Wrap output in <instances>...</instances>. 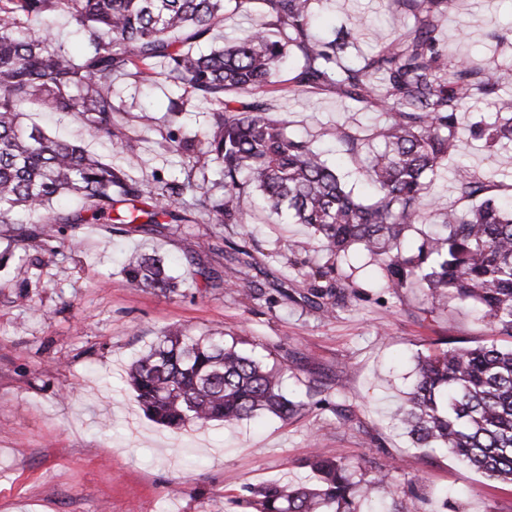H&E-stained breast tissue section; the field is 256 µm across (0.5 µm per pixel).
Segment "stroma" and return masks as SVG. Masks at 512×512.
<instances>
[{
	"mask_svg": "<svg viewBox=\"0 0 512 512\" xmlns=\"http://www.w3.org/2000/svg\"><path fill=\"white\" fill-rule=\"evenodd\" d=\"M319 31L359 30L353 57L376 51L375 31L392 30L387 0H318ZM442 44L457 58L485 64L512 95V0H453L441 20ZM120 111L112 137L90 143L111 159L134 144V173L183 179L188 158L164 151L167 133L190 135L208 121L207 107L189 100L166 112L179 89L169 81L112 82ZM276 113L343 173L356 194L370 197L364 159L347 161L332 129L369 126L380 112L328 93L275 95ZM147 111L152 123L130 126L126 112ZM27 123L82 142L81 116L26 107ZM465 159L480 174L512 180V143L487 147L468 138ZM197 265L168 225L67 224L59 238L17 241L0 224V512H242L232 499L270 481L309 479L303 465L331 448L360 464L364 479L382 477L415 512H512V487L497 485L446 450L420 448L389 411L415 377L418 357L446 340L465 346L492 336L470 308L432 310L422 296L387 288L363 254L339 262L354 294L334 315L306 298L299 264H325L320 249L295 252L309 237L262 210L238 224H196ZM139 251L164 258L177 278L174 292L131 286L121 271ZM31 267L17 278V264ZM223 280L207 287L197 269ZM218 331L242 341L284 369L286 391L303 398L292 418L266 417L207 431L168 429L150 420L124 376L168 328Z\"/></svg>",
	"mask_w": 512,
	"mask_h": 512,
	"instance_id": "35a3bbf8",
	"label": "stroma"
}]
</instances>
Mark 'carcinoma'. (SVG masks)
<instances>
[{
	"instance_id": "1",
	"label": "carcinoma",
	"mask_w": 512,
	"mask_h": 512,
	"mask_svg": "<svg viewBox=\"0 0 512 512\" xmlns=\"http://www.w3.org/2000/svg\"><path fill=\"white\" fill-rule=\"evenodd\" d=\"M252 0H0V224L17 237L49 240L63 224H198L204 216L238 224L260 201L266 211L312 230L331 256L356 246L367 252L390 288L427 292L432 302L455 300L487 320L494 339L476 346L438 349L419 358L405 407L399 410L416 444L445 448L462 465L512 486V183L472 172L460 162V115L474 98L494 97L498 112L471 129L489 144L512 142V97L500 95L499 77L472 60L448 64L438 38V17L452 0H389L413 24L360 61L349 59V31L316 36L310 19L315 0H258L265 22L249 39L224 44L213 38L229 6ZM62 14L73 19L87 51L67 54L50 29L30 22ZM294 53L298 64L279 79V64ZM183 96L168 112L183 111L184 96L210 105L202 136L169 135L165 150L217 166V179L199 190L192 175L181 181L157 176L145 182L132 163L107 162L84 146L24 123L22 108L42 101L55 112L77 113L90 141L112 139V97L117 75L150 82L157 67ZM252 92L247 99L234 96ZM329 91L376 109L384 119L369 133L338 125L336 141L352 157L373 142L365 166L373 188L366 201L311 144L288 133L269 96ZM452 168L454 192L467 210L436 211V223L404 247L408 232L424 223L428 177ZM155 197L151 209L141 207ZM79 201L67 213L54 202ZM35 220L37 233L17 219ZM334 265L304 274L312 295L328 298L335 312L349 297L333 286ZM124 275L134 286L173 288L161 258L132 254ZM327 284H322V280ZM127 384L154 422L172 429L208 430L267 414L286 420L303 402L282 390V370L252 350L207 332H166L127 371ZM305 466L314 484L278 480L248 488L253 512H358L372 494L394 500L384 478H356L358 469L324 448Z\"/></svg>"
}]
</instances>
